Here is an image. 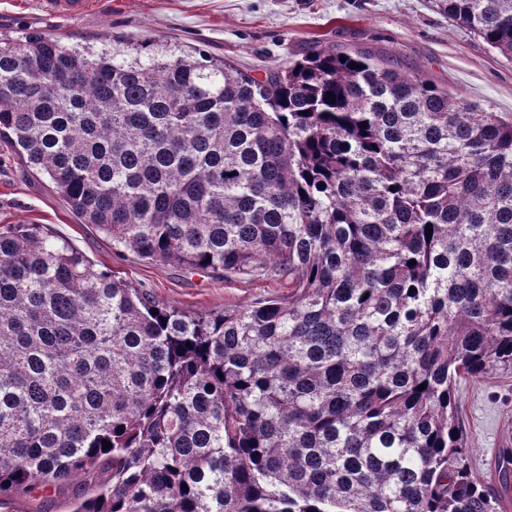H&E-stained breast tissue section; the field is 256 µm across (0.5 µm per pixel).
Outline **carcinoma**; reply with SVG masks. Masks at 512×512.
Here are the masks:
<instances>
[{"instance_id":"1","label":"carcinoma","mask_w":512,"mask_h":512,"mask_svg":"<svg viewBox=\"0 0 512 512\" xmlns=\"http://www.w3.org/2000/svg\"><path fill=\"white\" fill-rule=\"evenodd\" d=\"M443 2L512 59V0ZM0 140L116 252L288 283L190 314L1 226L0 508L502 512L454 391L512 369L511 112L364 51L257 79L1 35ZM80 480L74 478L68 488L58 492L57 489L37 490L31 495L17 497L7 508L0 512H68L71 510L73 496L78 492ZM17 506L22 510L17 511Z\"/></svg>"}]
</instances>
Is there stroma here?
<instances>
[{
    "label": "stroma",
    "instance_id": "stroma-1",
    "mask_svg": "<svg viewBox=\"0 0 512 512\" xmlns=\"http://www.w3.org/2000/svg\"><path fill=\"white\" fill-rule=\"evenodd\" d=\"M61 35L95 50L167 45L233 64L255 77L313 50L368 51L403 71L493 112L512 113V60L449 21L440 0H96L79 19L48 15L38 0H0V35ZM47 224L98 267L190 313L286 294L285 284L237 281L113 251L95 225L80 223L43 179L25 176L0 141V225ZM455 396L472 474L497 485L495 463L512 443V370L460 380ZM79 480L65 490L16 498L0 512H69Z\"/></svg>",
    "mask_w": 512,
    "mask_h": 512
}]
</instances>
